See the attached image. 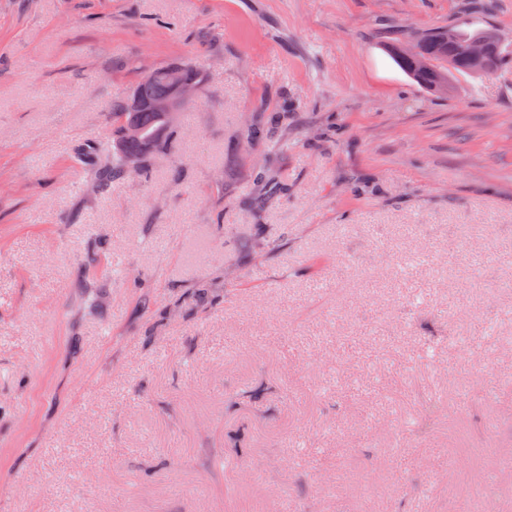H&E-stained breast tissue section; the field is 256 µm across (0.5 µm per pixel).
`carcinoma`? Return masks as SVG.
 <instances>
[{
	"instance_id": "obj_1",
	"label": "carcinoma",
	"mask_w": 512,
	"mask_h": 512,
	"mask_svg": "<svg viewBox=\"0 0 512 512\" xmlns=\"http://www.w3.org/2000/svg\"><path fill=\"white\" fill-rule=\"evenodd\" d=\"M490 28L491 25L477 18H472L463 25L435 26L422 33L414 52L402 49L404 33L400 32L387 38L385 49L396 66L419 88L427 92L444 80L451 86L456 78L472 75L464 55V44L473 36ZM511 62L512 48H501L488 59V65L494 71L506 67ZM166 69L165 65L158 67L149 82L148 89L154 96L161 97L168 92L164 75ZM110 116L112 139L121 137L124 119L139 127L141 137L125 141L120 153L109 141L104 144L77 147V157L89 171L92 188L95 190L104 189L130 174L124 161L126 155L143 156L141 170L148 169L153 156H146L144 152L146 146L155 139H161L158 152L166 153L173 149L172 127L163 113L150 110L127 112L125 101L121 100L112 105Z\"/></svg>"
}]
</instances>
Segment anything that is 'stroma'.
Masks as SVG:
<instances>
[{
    "instance_id": "obj_1",
    "label": "stroma",
    "mask_w": 512,
    "mask_h": 512,
    "mask_svg": "<svg viewBox=\"0 0 512 512\" xmlns=\"http://www.w3.org/2000/svg\"><path fill=\"white\" fill-rule=\"evenodd\" d=\"M482 2L0 0V512H512V66L381 45ZM175 60L174 151L88 193ZM179 64L185 68V75L189 79L202 82L204 89L208 81L207 72L192 62L173 61L157 67L154 76V67L144 68L145 82H148L153 76L148 89L153 96L157 97H148L143 90L135 91L128 98L127 112H125V98L114 105L112 104V112H110L112 143L110 140L104 144L80 145L77 147L75 150L77 157L89 171L93 189H104L113 182H119L125 176L133 174L127 170L124 156L144 154L146 146L156 138L161 139L158 150L142 159L140 169V162L137 157H127L126 162L130 170L136 171L139 169L138 171H144L151 166L154 155L172 151L174 147L173 126H169L170 122L162 112L167 113L172 122H176L180 112H184L195 103L201 92L199 84L185 78L183 68ZM166 69L168 84L164 75ZM144 107H148L154 112L150 110L137 112ZM124 117L128 122H132L139 127L141 137L137 140H126L123 144L122 153H119L113 147V143L121 137V134L125 139L136 138L139 135L138 129L132 124H126L122 129Z\"/></svg>"
}]
</instances>
